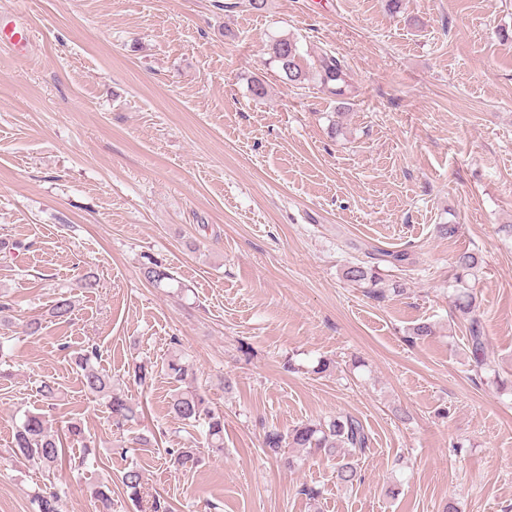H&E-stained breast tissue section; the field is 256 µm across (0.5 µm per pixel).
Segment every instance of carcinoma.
I'll list each match as a JSON object with an SVG mask.
<instances>
[{
    "mask_svg": "<svg viewBox=\"0 0 512 512\" xmlns=\"http://www.w3.org/2000/svg\"><path fill=\"white\" fill-rule=\"evenodd\" d=\"M269 63L272 64L289 85H296L309 79V67L304 65V57L298 42L286 35L279 36L269 45ZM314 76L319 83L336 96L347 93L349 83L340 61L328 55L321 56L315 66ZM456 282L464 285L478 266V257L472 252H462L455 257ZM141 272L151 284L159 287L171 279L167 268L153 258H147ZM344 278L356 284L375 286L379 283L375 262L360 261L351 263L343 271ZM474 293L468 289L458 292L455 299L456 316L468 324V342L471 345L475 371L484 369L485 336L478 314ZM73 311V303L66 297L57 299L49 308V316L57 321H66ZM95 348L81 349L75 353V362L82 370V384L93 396L104 400L116 426L133 420L137 415L135 404L124 394L112 387V376L96 368L93 361L98 359ZM167 375L176 382L185 381L189 369L181 358L172 355L165 363ZM170 413L184 425L192 426L204 422L205 440L208 447L224 448V414L215 410L206 394L197 389L181 391L169 401ZM370 437L363 423L354 416L345 414L323 422H302L284 434L278 429H270L264 435V451L275 456L287 468L295 466L294 459L288 456V448H309L324 453L336 460V479L342 484H353L361 479V460L369 447ZM15 454L27 461L38 464L47 474H53L63 466L65 448L59 437L51 434L49 421L43 413H29L15 431ZM170 461L176 466L187 468L195 463V453L191 448H170L167 450ZM121 485L129 491V496L137 500L142 488V474L134 466L122 471L118 477ZM112 475L103 476L96 485L93 495L98 512H112V496L109 485ZM34 503L37 512H61L62 494L54 485L36 493Z\"/></svg>",
    "mask_w": 512,
    "mask_h": 512,
    "instance_id": "carcinoma-1",
    "label": "carcinoma"
}]
</instances>
